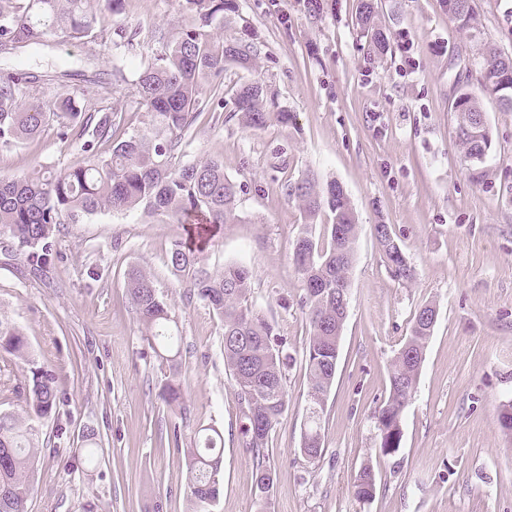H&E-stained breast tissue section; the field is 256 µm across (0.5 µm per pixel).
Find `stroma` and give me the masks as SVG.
<instances>
[{"instance_id": "stroma-1", "label": "stroma", "mask_w": 512, "mask_h": 512, "mask_svg": "<svg viewBox=\"0 0 512 512\" xmlns=\"http://www.w3.org/2000/svg\"><path fill=\"white\" fill-rule=\"evenodd\" d=\"M224 39L250 45L256 67H226L203 81L207 112L177 158L221 156L241 185V220L185 224L135 211L58 225L55 253L34 271L22 251L0 247V317L25 333L38 363L55 376L59 401L37 421L38 454L27 512H190L184 451L196 429L224 436L222 489L211 512H512V433L499 423L512 400V110L480 101L492 136L481 181L455 140L459 86L478 90V44L512 53V0H473L479 41L451 20L442 0H374L391 52H370L357 24L359 0H332L310 19L303 0H236ZM186 17L179 0H123L120 24L133 48L111 37L50 38L0 77L42 75L52 100L76 92L83 112H121L141 127L132 94L141 63L153 58ZM412 42L414 66L402 45ZM121 67L123 78L111 75ZM264 79L294 125L249 130L231 119L238 85ZM72 139L50 127L0 148V176L82 164ZM315 173L340 182L362 231L350 274V305L338 367L321 417L324 452L298 455L308 377L302 360L309 323L291 257L304 217L281 184ZM388 225L415 269L393 278L371 227ZM216 271L249 269L252 307L275 326L295 362L286 371L289 406L269 436L273 496L261 502L243 443L237 386L224 368V324L190 292V273L168 263L173 244ZM151 275L181 332L177 381L182 406L160 396L169 374L126 288L130 269ZM438 310L399 449L382 454L373 412L388 396L392 360L415 311ZM378 474L373 499L350 482L364 461Z\"/></svg>"}]
</instances>
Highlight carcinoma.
I'll return each mask as SVG.
<instances>
[{"instance_id":"cac0c4a2","label":"carcinoma","mask_w":512,"mask_h":512,"mask_svg":"<svg viewBox=\"0 0 512 512\" xmlns=\"http://www.w3.org/2000/svg\"><path fill=\"white\" fill-rule=\"evenodd\" d=\"M195 24L177 32L163 50L143 66L133 83V92L145 107L144 127L129 132L118 113L106 114L92 122L82 115L75 96L62 94L43 101L33 93L40 78L19 71L0 78V145L16 146L41 135L47 124L57 123L63 135L81 141L87 154L85 165L0 178V237L31 250L32 257L45 265L55 252V229L84 216L145 212L168 219H191L197 224H236L240 221L241 186L224 174L218 155L177 165L175 152L185 131L207 107L202 80L235 64L250 69L254 58L250 47L226 42L214 30L224 26V14L236 9L235 0H182ZM448 16L462 30H474L471 0H443ZM123 0H0V46L17 50L45 44L53 36L82 39L94 36L120 14ZM358 23L375 50L383 54L390 47L386 32L374 22L372 0H361ZM478 84L480 91L512 109V56L484 44ZM458 112L455 137L479 179L485 172L484 154L490 153L492 136L478 96L465 87L453 103ZM229 118L242 126L262 129L270 122L289 125L293 113L268 96L266 81L259 78L240 85L233 96ZM109 141L111 152L99 151ZM285 195L294 200L304 217L293 245L296 270L301 278V306L307 309L310 334L305 351L309 374L307 407L323 411L336 376L341 336L336 323L345 322L348 308L336 299V291L350 299V270L359 224L351 201L338 183L321 186L308 173L284 181ZM325 223L317 225L320 217ZM320 233H315V228ZM377 243L392 277L410 281L414 268L402 247ZM198 257L176 245L170 251L171 266L185 271ZM193 293L224 322V366L238 388L245 426L244 445L256 464V487L268 494L274 477L267 465L269 436L288 410L284 386L285 370L294 361L274 326L248 305L251 291L246 268L228 265L213 273L199 268L192 282ZM130 299L149 336L160 350L158 357L176 369L179 330L170 307L158 295L153 279L140 269L128 273ZM434 306L425 305L411 320L410 334L392 362L389 395L374 411L382 425L379 448L384 454L401 444L402 418L416 388L423 355L433 329L423 325L422 316ZM0 349L29 366L27 381L10 389L23 400L26 419L0 412V512H25L31 492L29 474L37 457L32 427L25 420L51 414L56 405L54 377L37 366L29 356L23 332L0 318ZM223 434L210 426L199 430L194 447L184 449L189 470L192 512H209L220 496ZM300 456L308 461L324 452L321 417L306 422ZM377 477L371 463L361 464L351 485L359 500L376 494Z\"/></svg>"}]
</instances>
